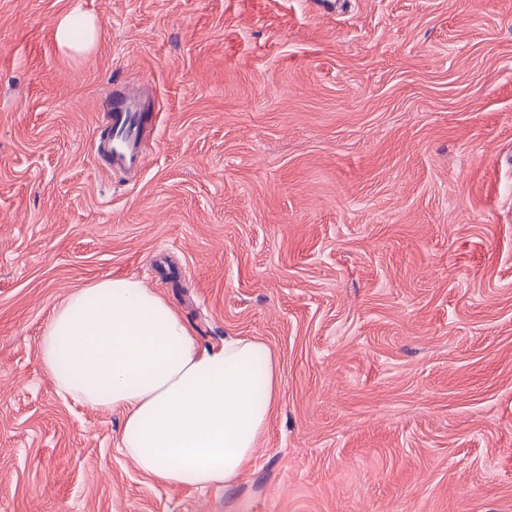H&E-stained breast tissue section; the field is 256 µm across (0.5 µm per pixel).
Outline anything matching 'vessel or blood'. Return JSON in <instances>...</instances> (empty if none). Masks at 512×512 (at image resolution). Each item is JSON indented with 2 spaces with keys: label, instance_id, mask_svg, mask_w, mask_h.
<instances>
[{
  "label": "vessel or blood",
  "instance_id": "1",
  "mask_svg": "<svg viewBox=\"0 0 512 512\" xmlns=\"http://www.w3.org/2000/svg\"><path fill=\"white\" fill-rule=\"evenodd\" d=\"M111 138L100 142L112 168L140 170L143 165L142 142L148 132V122L142 104L135 93L116 91L108 109Z\"/></svg>",
  "mask_w": 512,
  "mask_h": 512
}]
</instances>
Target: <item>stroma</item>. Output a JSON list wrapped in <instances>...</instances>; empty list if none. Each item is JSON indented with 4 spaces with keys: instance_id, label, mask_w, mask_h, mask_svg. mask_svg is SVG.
<instances>
[{
    "instance_id": "1",
    "label": "stroma",
    "mask_w": 512,
    "mask_h": 512,
    "mask_svg": "<svg viewBox=\"0 0 512 512\" xmlns=\"http://www.w3.org/2000/svg\"><path fill=\"white\" fill-rule=\"evenodd\" d=\"M145 80L112 172L104 102ZM106 277L274 351L236 484L147 477L42 371ZM0 512H512V0H0ZM76 18V14L70 12L59 19L54 31V38L59 46L80 49L93 43L95 34L93 20L88 17L82 18L81 32L77 35L75 31ZM109 128L113 136L99 142L112 169L139 171L143 165L142 142L148 122L140 99L135 93L114 91L108 109Z\"/></svg>"
}]
</instances>
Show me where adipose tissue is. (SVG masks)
Segmentation results:
<instances>
[{"mask_svg":"<svg viewBox=\"0 0 512 512\" xmlns=\"http://www.w3.org/2000/svg\"><path fill=\"white\" fill-rule=\"evenodd\" d=\"M37 356L62 394L120 413L123 454L174 487L237 482L279 395L278 359L264 341L200 346L171 304L133 278L73 291Z\"/></svg>","mask_w":512,"mask_h":512,"instance_id":"adipose-tissue-1","label":"adipose tissue"}]
</instances>
